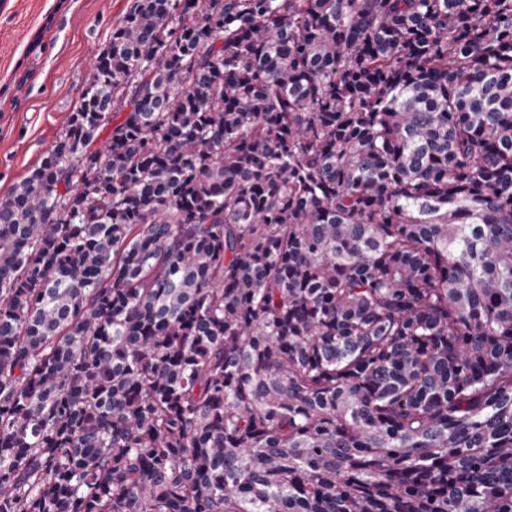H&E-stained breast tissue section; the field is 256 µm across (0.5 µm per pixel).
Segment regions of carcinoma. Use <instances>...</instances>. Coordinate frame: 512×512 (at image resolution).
I'll use <instances>...</instances> for the list:
<instances>
[{"mask_svg": "<svg viewBox=\"0 0 512 512\" xmlns=\"http://www.w3.org/2000/svg\"><path fill=\"white\" fill-rule=\"evenodd\" d=\"M0 512H512V0H133L0 204Z\"/></svg>", "mask_w": 512, "mask_h": 512, "instance_id": "carcinoma-1", "label": "carcinoma"}]
</instances>
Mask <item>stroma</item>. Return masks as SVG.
I'll return each mask as SVG.
<instances>
[{
    "label": "stroma",
    "instance_id": "1",
    "mask_svg": "<svg viewBox=\"0 0 512 512\" xmlns=\"http://www.w3.org/2000/svg\"><path fill=\"white\" fill-rule=\"evenodd\" d=\"M132 0H0V199L62 133Z\"/></svg>",
    "mask_w": 512,
    "mask_h": 512
}]
</instances>
